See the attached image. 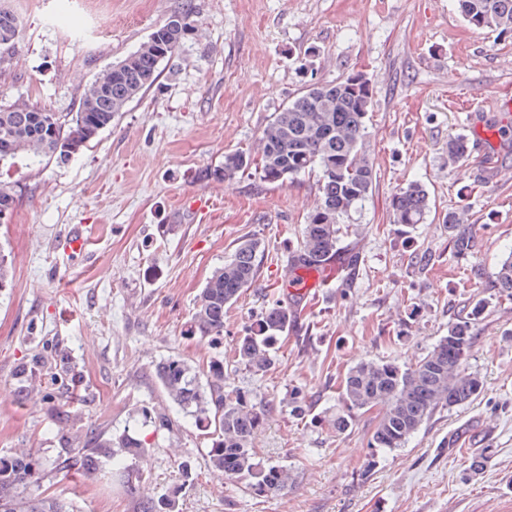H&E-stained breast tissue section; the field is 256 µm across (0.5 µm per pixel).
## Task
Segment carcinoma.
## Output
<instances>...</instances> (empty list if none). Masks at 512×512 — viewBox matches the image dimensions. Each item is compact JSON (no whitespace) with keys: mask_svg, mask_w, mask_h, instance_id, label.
<instances>
[{"mask_svg":"<svg viewBox=\"0 0 512 512\" xmlns=\"http://www.w3.org/2000/svg\"><path fill=\"white\" fill-rule=\"evenodd\" d=\"M467 23L478 30L512 32V0H456ZM21 23L14 12L0 7V63L14 49ZM184 33L172 37L161 24L146 41L117 63L120 70L105 69L86 86L75 112H47L21 104L0 106V163L20 155L48 157L65 165L97 135L112 124V117L151 86L162 61L171 58ZM372 100L361 85L348 80L307 87L266 125L260 138L261 171L266 181L313 173L319 197L306 216L300 243L291 262L304 268L331 261L339 250L341 225L353 223L362 210L375 178L373 163L365 150L368 137L366 118ZM472 147L464 136L448 139V164L469 157ZM249 165L239 151L224 155V166L211 176L227 183ZM393 223L412 229L425 222L428 193L417 180L395 193L390 202ZM448 236L455 249L467 252L472 242V225L465 210L448 212ZM263 253L257 238L239 240L196 296L187 333L213 340L224 335V309L250 288L257 276ZM497 286L512 294V253L496 271ZM484 307L477 303L469 315L448 328L421 359L411 366L392 359L362 360L351 366L341 381L336 413L318 420L343 434L353 426L355 414L377 408L381 417L369 439V448L396 451L427 423L439 409H451L468 402L483 389L481 377L466 368L473 338V326ZM294 311L285 299H276L255 320L244 335L237 337L233 363L252 375H262L275 364L282 335L293 322ZM155 376L171 402L210 441L207 458L217 475L242 483L257 496H276L292 483L288 469L257 459L253 441L266 424L268 411L254 402L250 391L224 390V358H212L206 369L192 368L184 359L160 361ZM288 409L294 417L308 415L303 392H288ZM134 458L145 454L140 440L123 433L118 441L98 442V448L112 444ZM38 472L21 450L0 458V512H66L53 497L23 494L21 489L38 484Z\"/></svg>","mask_w":512,"mask_h":512,"instance_id":"1","label":"carcinoma"}]
</instances>
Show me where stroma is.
<instances>
[{"instance_id": "obj_1", "label": "stroma", "mask_w": 512, "mask_h": 512, "mask_svg": "<svg viewBox=\"0 0 512 512\" xmlns=\"http://www.w3.org/2000/svg\"><path fill=\"white\" fill-rule=\"evenodd\" d=\"M1 5L22 31L0 65V104L49 112L76 111L84 87L174 12L191 10L196 28L155 83L68 165L22 155L0 167V186L16 198L0 223L9 269L0 288V457L27 449L40 463V492L69 512H143L172 493L178 512H512V296L495 280L512 251V119L496 108L512 97V35L472 29L454 0ZM357 73L372 87L375 181L341 236V272L312 290L266 375L224 370L225 389L245 388L268 403L255 450L294 477L288 492L257 496L209 468L208 440L168 402L154 369L168 357L200 369L230 351L282 295V270L318 198L312 174L268 183L254 163L227 183L212 170L225 153L256 154L274 113L306 85ZM472 117L500 127V141L484 161L449 165L448 139ZM413 180L424 185L430 212L406 234L389 203ZM200 195L207 209L180 214L181 200ZM460 207L473 230L464 255L443 224ZM77 224L93 243L71 253L63 242ZM244 237L264 245L256 283L227 309L220 342L188 336L196 294ZM478 301L485 310L467 360L484 383L478 397L436 411L393 452L368 447L378 410L361 413L342 435L312 424L336 408L352 365L416 363ZM23 367L41 387L37 401L18 396ZM293 387L306 397V418L283 404ZM73 400L83 414L76 450L56 427ZM144 408L171 425L143 420ZM126 431L147 447L128 462L132 494L107 471L89 479L77 466L96 440ZM475 455L487 463L474 476Z\"/></svg>"}]
</instances>
